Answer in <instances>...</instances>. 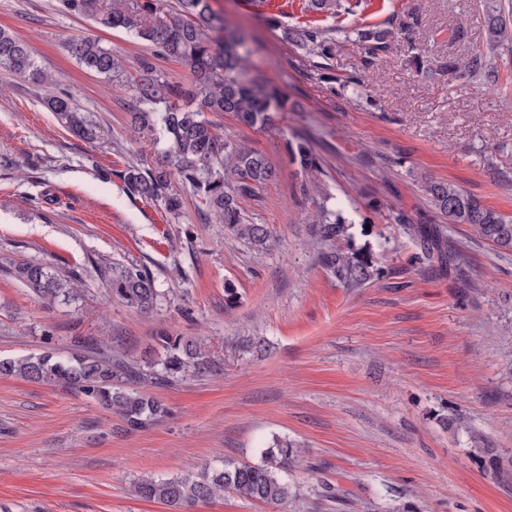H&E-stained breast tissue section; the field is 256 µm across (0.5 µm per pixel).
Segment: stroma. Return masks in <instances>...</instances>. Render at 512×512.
Masks as SVG:
<instances>
[{"mask_svg": "<svg viewBox=\"0 0 512 512\" xmlns=\"http://www.w3.org/2000/svg\"><path fill=\"white\" fill-rule=\"evenodd\" d=\"M492 2L358 0L331 19L307 0H211L247 34L246 70L292 105L265 129L218 119L279 170L241 202L269 228L262 248L232 237L191 192L177 218L125 187L126 167L153 164L157 148L130 123L125 83L78 65L67 44L100 40L131 78L146 42L58 0H0V28L57 81L0 70V154L13 160L0 168V261L46 262L80 289L76 303L49 308L0 270V358L66 351L79 336L135 365L165 330L201 337L224 364L158 387L134 381L170 410L138 431L61 387L0 377V512H165L133 497L132 481L257 463L278 437L301 448L282 474L301 492L293 508L228 493L199 512H512V251L437 217L422 188L449 181L512 217V53L497 56L492 89L448 71L486 50ZM306 25L335 42L329 74L344 91L286 39ZM374 27L394 35L370 58L348 36ZM57 87L105 127L104 142L57 123L44 103ZM299 137L321 160L314 174L286 154ZM320 202L343 205L352 235L337 249L370 245L381 279L347 288L322 267L310 219ZM400 213L438 230L443 262L419 263ZM132 263L162 292L153 313L109 294L105 270ZM228 281L239 293L230 310ZM246 336L266 343L244 348Z\"/></svg>", "mask_w": 512, "mask_h": 512, "instance_id": "1", "label": "stroma"}]
</instances>
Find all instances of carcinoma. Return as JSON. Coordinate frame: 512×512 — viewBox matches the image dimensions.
<instances>
[{"label": "carcinoma", "instance_id": "carcinoma-1", "mask_svg": "<svg viewBox=\"0 0 512 512\" xmlns=\"http://www.w3.org/2000/svg\"><path fill=\"white\" fill-rule=\"evenodd\" d=\"M63 11L85 18L97 26L121 28L155 49L140 60V79L131 83L134 110L131 120L142 137L163 144L162 162L154 167L132 165L122 179L134 195L161 202L174 216H180L184 202L179 189L189 187L199 198L202 211L213 215L233 235L256 245L266 243L268 230L254 223L241 209L240 199L255 198L276 180L278 169L261 153L248 149L232 136L222 134L210 116L228 112L244 125L266 127L275 112L288 111V98L263 86L248 75L242 61L249 54L247 37L230 28L224 18L211 12L209 0H178L175 11L166 13L160 0H59ZM355 0H308L307 9L330 17L354 13ZM512 7L503 3L488 17L490 52L508 49L506 18ZM296 41L309 52L329 58L333 43L314 27L293 31ZM389 29H371L360 34L370 53L387 47ZM71 54L87 69L113 80L123 79L119 58L92 37H73ZM172 59L189 68L186 85L169 82L157 69L155 58ZM0 68L42 85H54L52 75L35 65L29 46L0 29ZM468 71L481 75L486 86L498 82L494 57L473 54ZM58 122L80 139L95 143L104 129L80 110L69 91L47 98ZM291 161L303 172L319 170L320 159L306 141L286 142ZM424 191L435 210L450 224H467L482 239L499 248L512 250V218L483 205L456 185L427 181ZM318 228L324 250L319 260L326 270L345 284L357 287L382 275L378 260L367 249L343 252L335 241L346 236L342 208L321 210ZM397 223L420 240L419 260L435 262L436 229L410 223L401 215ZM5 272L29 288L48 305L67 304L78 296L72 278L59 275L37 261H13ZM107 281L112 297L143 313L152 311L160 297L152 272L144 266H115ZM159 353L137 368L124 359L87 348L75 340L74 348L63 353L44 351L18 359H0V376H16L30 382L61 386L97 403L121 418L132 430L145 429L168 414L156 397L127 387L134 378L165 384L187 377L218 373L221 364L200 340L162 332L155 337ZM295 443L278 438L265 450L259 464L225 459L196 474L174 477H141L131 483L133 496L156 501L167 512H195L196 507L226 492L268 504L284 505L295 492L280 473L297 462Z\"/></svg>", "mask_w": 512, "mask_h": 512}]
</instances>
